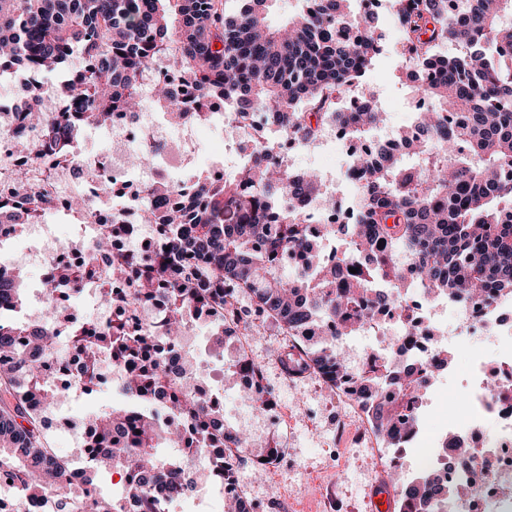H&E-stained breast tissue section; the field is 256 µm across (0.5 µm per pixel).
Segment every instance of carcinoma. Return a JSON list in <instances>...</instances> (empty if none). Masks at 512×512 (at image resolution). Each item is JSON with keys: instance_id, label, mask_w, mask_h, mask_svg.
<instances>
[{"instance_id": "cac0c4a2", "label": "carcinoma", "mask_w": 512, "mask_h": 512, "mask_svg": "<svg viewBox=\"0 0 512 512\" xmlns=\"http://www.w3.org/2000/svg\"><path fill=\"white\" fill-rule=\"evenodd\" d=\"M271 0H0V70L57 72L75 56L88 68L70 91L80 117L102 123L111 112H134L140 104L137 75L157 55L172 59L194 102L218 101L233 120L264 109L281 133L301 144L317 140L331 120L362 139L382 124L384 113L368 101L343 110L347 95L381 49L376 16L353 27L351 0H304L300 13L282 26L268 23ZM398 21L403 55L423 77L413 82L422 99L437 106L419 113L425 137L409 154L381 153L360 167L362 183L353 224H327L322 235H341L346 247L334 265L322 262L320 240L306 233V214L292 203L315 199L326 209L312 171L269 164V147L248 135L242 149L251 162L222 178L198 179L177 207L146 204L140 220L161 224L164 256L139 263L131 303L166 299L164 327L210 312L220 314L212 338L223 350L226 336L270 321L288 338V359L304 373H321L333 390L360 394L368 421L388 448L397 446L383 389L396 387L394 404L412 416L418 393L414 368L375 365L353 378L330 341H313L314 327L330 319L359 334L367 322L395 306L402 294L512 295V0H388ZM460 47L450 55L448 43ZM162 107L185 111L170 100L167 83L154 87ZM52 203L49 193L8 206L0 224H30ZM290 249L309 251L308 267L288 274ZM357 269L353 274L348 268ZM48 312L76 291L67 275L51 274ZM20 269L0 266V298L12 310L23 304ZM252 308L239 306L241 296ZM32 344L52 343L29 324L0 317V348L16 333ZM79 342L93 363L108 356L136 365L121 391L130 404L88 419V447L97 462L136 474L126 503L131 512H168L196 491L192 462L204 448H247L251 433L212 421L196 401L197 368L186 354L182 367L152 353L151 333L112 324L80 325ZM0 366V468L19 479L22 493L51 494L56 512H124L106 500L76 501L62 475L64 463L43 439L59 392L27 354L15 351ZM262 369L244 351L228 357L237 367ZM243 455L215 460L224 482L237 481ZM466 488L448 487L426 472L401 488L398 512H447L448 500Z\"/></svg>"}]
</instances>
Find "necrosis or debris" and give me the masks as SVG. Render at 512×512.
<instances>
[{
    "label": "necrosis or debris",
    "instance_id": "obj_1",
    "mask_svg": "<svg viewBox=\"0 0 512 512\" xmlns=\"http://www.w3.org/2000/svg\"><path fill=\"white\" fill-rule=\"evenodd\" d=\"M198 122L171 123L167 113L138 110L113 113L105 129L109 133L107 151L94 160H86L81 136L65 146L51 148L42 157L30 152L37 134L31 131L19 106L9 98L0 100V194L16 201L28 199L34 192L48 190L55 200V211H68L71 197H82L87 207L82 214L86 223L83 237L72 239L43 235L39 229L45 220L37 214L34 222L35 253L47 269L62 265L79 269L92 245L99 238L111 239V248L98 255L94 272L81 278L95 291L109 290L111 300L106 318L127 312L135 324L151 328L155 342L166 355L198 339L195 328H186L177 340H170L162 327L159 302L126 306L125 289L135 277L136 262L155 256L164 245L163 229L157 224L139 221L142 190L159 189L163 205L180 202L189 184H174L168 171L185 164L194 150L192 131ZM154 156L136 181H129L128 156L131 148ZM414 313L413 322H403L398 311L380 314L370 334L384 347L391 367L429 361L435 351L447 347L449 338L466 340L470 336L491 339L498 351L496 366L473 359L466 375L470 413L452 424L449 436L471 438L467 467L449 466L452 451L443 441L406 456L404 449L378 456L379 471L409 469L435 471L449 483L470 482L471 493L454 512H512V296H497L489 301L468 299L419 298L407 301ZM376 352L367 350L348 354L345 364L358 373L375 364ZM43 370L51 373L62 393L83 388L88 375L87 355L59 335L56 345L35 354Z\"/></svg>",
    "mask_w": 512,
    "mask_h": 512
}]
</instances>
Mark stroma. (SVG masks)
Returning a JSON list of instances; mask_svg holds the SVG:
<instances>
[{"label":"stroma","instance_id":"obj_1","mask_svg":"<svg viewBox=\"0 0 512 512\" xmlns=\"http://www.w3.org/2000/svg\"><path fill=\"white\" fill-rule=\"evenodd\" d=\"M375 13L383 35V48L362 78L359 89L363 97L371 99L389 115L387 126L369 132V139L376 141L410 125L427 104L400 78L405 58L392 15L382 4L376 7ZM196 141L194 161L175 170V179L203 176L211 160L229 153V137L216 128L200 126ZM347 160L346 146L339 142L328 148L298 151L294 167L301 171H322L335 178L344 193L343 204L348 207L355 200V187L345 177ZM33 247V237L24 227L12 239L0 243V256L20 264L26 293L23 306L27 309L38 302L47 273L45 267L25 263L24 258ZM287 351L284 336L271 322L256 323L248 335L247 353L261 366L264 384L288 421L284 446L290 461L277 476L270 477L254 473L251 459H244L238 472L244 493L259 505L260 512H369V495L378 479L372 458L381 452V443L370 438L366 421L353 409L349 397L332 392L314 375L288 377L281 364ZM451 351L452 371L435 385L434 404L424 416L415 447H432L447 428L449 419L468 413L469 399L460 378L465 358L474 354L489 361L496 356L491 346L466 342L452 346ZM197 355L212 378L215 391L224 397L227 426L249 424L260 428L252 405L241 397L237 388L226 383L223 363L206 346L198 349ZM125 402V397L109 382L98 384L89 392L71 394L61 407L71 425L66 429L51 428L46 436L49 445L58 454L70 455L81 443L87 415Z\"/></svg>","mask_w":512,"mask_h":512}]
</instances>
